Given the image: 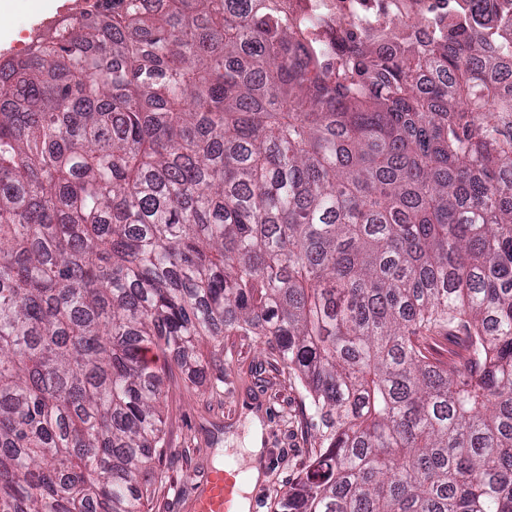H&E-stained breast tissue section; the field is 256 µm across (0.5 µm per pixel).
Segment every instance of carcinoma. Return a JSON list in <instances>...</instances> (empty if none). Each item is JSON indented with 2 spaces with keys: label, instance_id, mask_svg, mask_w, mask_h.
Instances as JSON below:
<instances>
[{
  "label": "carcinoma",
  "instance_id": "cac0c4a2",
  "mask_svg": "<svg viewBox=\"0 0 512 512\" xmlns=\"http://www.w3.org/2000/svg\"><path fill=\"white\" fill-rule=\"evenodd\" d=\"M499 2L333 43L272 0H103L0 60V512H142L144 352L193 379L233 331L316 420L277 512H512Z\"/></svg>",
  "mask_w": 512,
  "mask_h": 512
}]
</instances>
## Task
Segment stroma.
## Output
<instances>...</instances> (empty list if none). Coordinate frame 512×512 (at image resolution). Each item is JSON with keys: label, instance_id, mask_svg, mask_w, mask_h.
Here are the masks:
<instances>
[{"label": "stroma", "instance_id": "35a3bbf8", "mask_svg": "<svg viewBox=\"0 0 512 512\" xmlns=\"http://www.w3.org/2000/svg\"><path fill=\"white\" fill-rule=\"evenodd\" d=\"M35 0H0L8 21L0 25V54H10L6 32L40 26L49 14ZM211 347L198 354L205 372L198 383L169 367L166 382L165 445L146 478L143 512H192L195 488L216 465L217 449L238 461L251 431L252 417L263 429V492L250 493L249 512H275L277 496L308 464L315 433L298 380L290 376L275 350L243 333L226 335L224 355L212 361Z\"/></svg>", "mask_w": 512, "mask_h": 512}]
</instances>
